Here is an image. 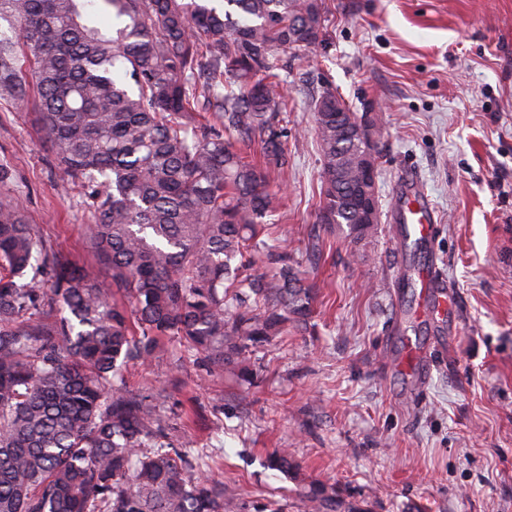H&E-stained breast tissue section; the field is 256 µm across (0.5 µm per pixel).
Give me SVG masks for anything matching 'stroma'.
<instances>
[{
    "instance_id": "obj_1",
    "label": "stroma",
    "mask_w": 512,
    "mask_h": 512,
    "mask_svg": "<svg viewBox=\"0 0 512 512\" xmlns=\"http://www.w3.org/2000/svg\"><path fill=\"white\" fill-rule=\"evenodd\" d=\"M322 45L288 67L289 126L313 127L311 101L333 86L352 107L378 101L382 223L372 259L354 263L341 231L315 223L314 137L289 139L287 213L278 236L316 289L306 330L256 359L260 379L200 385L177 341L128 382L166 386L168 415L198 449L223 444L212 475L239 506L303 512L298 479L364 499L373 512H512V0H327ZM0 198H20L40 238L95 265L85 236L91 190L62 192L33 110L0 100ZM415 172L437 212L433 265L454 306L404 321L402 257L388 231L399 177ZM430 344L426 383L393 353L403 335ZM223 433H215L216 424ZM289 449L297 476L270 469Z\"/></svg>"
}]
</instances>
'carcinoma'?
Wrapping results in <instances>:
<instances>
[{
	"instance_id": "carcinoma-1",
	"label": "carcinoma",
	"mask_w": 512,
	"mask_h": 512,
	"mask_svg": "<svg viewBox=\"0 0 512 512\" xmlns=\"http://www.w3.org/2000/svg\"><path fill=\"white\" fill-rule=\"evenodd\" d=\"M326 0H0V98L35 101L63 190L92 189L88 240L109 282L0 200V512H232L194 450L125 372L175 338L211 381L251 383L252 352L312 319L314 288L279 250L288 174L281 58L319 46ZM374 127L372 147L361 120ZM316 223L359 253L362 154L377 118L314 113ZM259 148L251 156L244 149ZM289 474L288 449L267 457ZM304 512H369L311 481Z\"/></svg>"
}]
</instances>
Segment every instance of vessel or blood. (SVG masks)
Returning a JSON list of instances; mask_svg holds the SVG:
<instances>
[{
	"instance_id": "b4317fda",
	"label": "vessel or blood",
	"mask_w": 512,
	"mask_h": 512,
	"mask_svg": "<svg viewBox=\"0 0 512 512\" xmlns=\"http://www.w3.org/2000/svg\"><path fill=\"white\" fill-rule=\"evenodd\" d=\"M395 206L398 220L405 224L410 241L428 246L437 233V220L434 206L422 189L417 176H406L395 191ZM413 288L417 296L426 300L425 311L445 312L451 297L447 282L438 277L428 267L422 266L412 274ZM402 368L415 372L417 377L428 373L427 353L413 339H406Z\"/></svg>"
}]
</instances>
